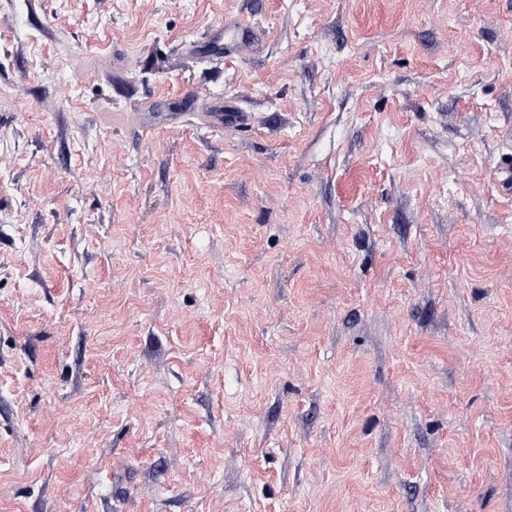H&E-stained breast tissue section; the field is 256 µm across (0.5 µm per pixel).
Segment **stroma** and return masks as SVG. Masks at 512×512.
<instances>
[{
  "instance_id": "1",
  "label": "stroma",
  "mask_w": 512,
  "mask_h": 512,
  "mask_svg": "<svg viewBox=\"0 0 512 512\" xmlns=\"http://www.w3.org/2000/svg\"><path fill=\"white\" fill-rule=\"evenodd\" d=\"M0 512H512V0H0Z\"/></svg>"
}]
</instances>
